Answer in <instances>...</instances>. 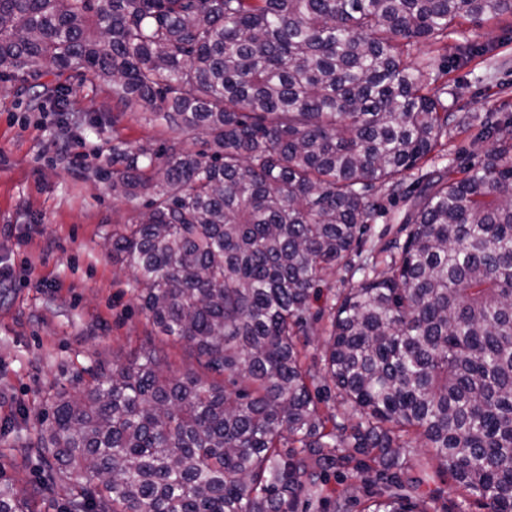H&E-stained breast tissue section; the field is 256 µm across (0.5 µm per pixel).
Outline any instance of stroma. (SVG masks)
I'll return each instance as SVG.
<instances>
[{
    "label": "stroma",
    "mask_w": 512,
    "mask_h": 512,
    "mask_svg": "<svg viewBox=\"0 0 512 512\" xmlns=\"http://www.w3.org/2000/svg\"><path fill=\"white\" fill-rule=\"evenodd\" d=\"M487 58L453 70L464 79L448 101L455 122L451 154L482 155L463 120L512 113V19L472 25ZM70 131L61 134L52 103L37 107L21 80L0 83V260L11 278L0 288V427L47 426L45 400L78 390L98 364L127 362L145 342L161 344L133 295V271L112 254V231L138 221L139 200L112 196V152L171 138L147 112L117 108L108 85L79 70L66 74ZM361 246L370 253L396 236L408 200L387 189Z\"/></svg>",
    "instance_id": "stroma-1"
}]
</instances>
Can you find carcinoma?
<instances>
[{"instance_id": "obj_1", "label": "carcinoma", "mask_w": 512, "mask_h": 512, "mask_svg": "<svg viewBox=\"0 0 512 512\" xmlns=\"http://www.w3.org/2000/svg\"><path fill=\"white\" fill-rule=\"evenodd\" d=\"M504 17L512 0H0V78L82 69L204 135L112 153L111 187L144 200L112 230L133 294L206 371L172 376L150 345L51 392L47 428L0 436V512H309L333 473L347 512L373 469L367 512H432L446 478L512 512V114L480 118L491 146L461 177L435 165L448 41L467 62L463 23ZM44 96L67 112L64 84ZM414 169L405 237L361 257L372 191ZM336 267L347 286L311 312ZM415 439L434 464L409 463ZM32 457L26 495L1 460Z\"/></svg>"}]
</instances>
